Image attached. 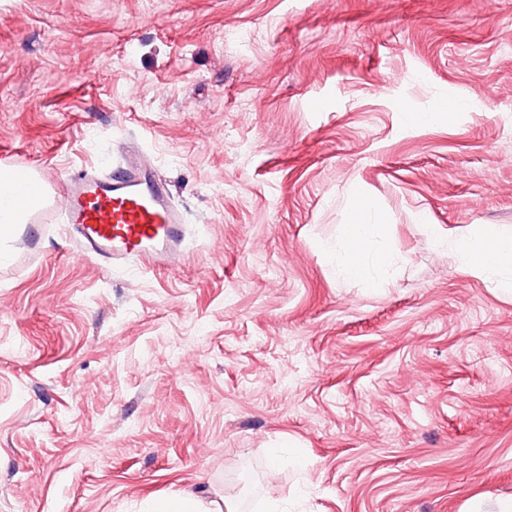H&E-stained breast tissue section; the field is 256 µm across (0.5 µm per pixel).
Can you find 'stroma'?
Masks as SVG:
<instances>
[{"label":"stroma","instance_id":"obj_1","mask_svg":"<svg viewBox=\"0 0 512 512\" xmlns=\"http://www.w3.org/2000/svg\"><path fill=\"white\" fill-rule=\"evenodd\" d=\"M452 121L411 125L447 99ZM138 140L189 224L74 257L63 177ZM0 512H463L512 498V0H0ZM396 263L345 279L357 196ZM20 178H26L25 171L14 169ZM40 200L37 185L29 180L16 178L10 171L0 167V260L4 259L3 244L7 241L6 231H13L16 224H22L27 213ZM448 234L454 236L461 264L473 276L484 277L493 269L512 266V234L491 230L478 241L463 229L448 230Z\"/></svg>","mask_w":512,"mask_h":512}]
</instances>
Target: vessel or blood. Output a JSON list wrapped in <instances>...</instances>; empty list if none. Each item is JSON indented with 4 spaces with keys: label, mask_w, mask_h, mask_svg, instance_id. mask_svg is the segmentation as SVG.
I'll return each mask as SVG.
<instances>
[{
    "label": "vessel or blood",
    "mask_w": 512,
    "mask_h": 512,
    "mask_svg": "<svg viewBox=\"0 0 512 512\" xmlns=\"http://www.w3.org/2000/svg\"><path fill=\"white\" fill-rule=\"evenodd\" d=\"M111 173L90 167L67 175L60 208L77 254L100 266L147 270L184 260L187 226L168 183L141 147L122 143Z\"/></svg>",
    "instance_id": "1"
}]
</instances>
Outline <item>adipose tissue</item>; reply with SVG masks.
I'll return each instance as SVG.
<instances>
[{"label":"adipose tissue","instance_id":"1","mask_svg":"<svg viewBox=\"0 0 512 512\" xmlns=\"http://www.w3.org/2000/svg\"><path fill=\"white\" fill-rule=\"evenodd\" d=\"M39 200L40 191L34 182L18 179L0 167V245L7 241L8 231L23 223ZM373 219L369 202L356 199L350 220L342 227L336 250L341 271L347 279L369 284L373 281V270L386 271L394 264L392 253L375 251L370 246ZM454 240L461 264L473 276L483 277L493 269L512 266V234L492 230L476 241L468 231L459 229Z\"/></svg>","mask_w":512,"mask_h":512}]
</instances>
